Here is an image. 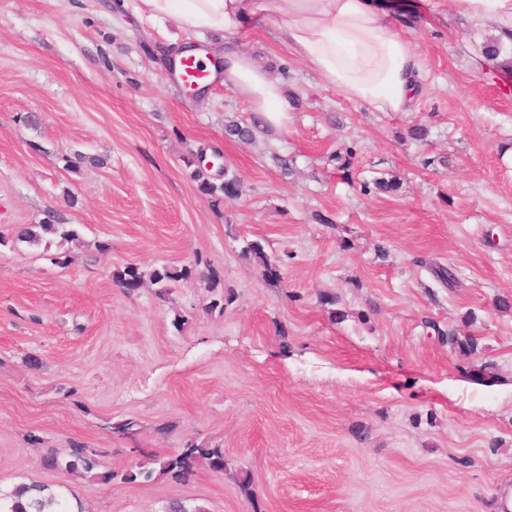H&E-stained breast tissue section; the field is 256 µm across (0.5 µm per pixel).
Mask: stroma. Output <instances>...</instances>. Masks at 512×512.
Here are the masks:
<instances>
[{"label": "stroma", "instance_id": "obj_1", "mask_svg": "<svg viewBox=\"0 0 512 512\" xmlns=\"http://www.w3.org/2000/svg\"><path fill=\"white\" fill-rule=\"evenodd\" d=\"M393 9L412 16L424 62L408 112L324 87L275 22L189 35L248 45L285 79L287 123L243 143L224 125L251 123L245 100L220 79L188 99L159 61L175 27L134 0H0L1 489L42 483L84 512H500L512 491V80L478 61L496 23L451 0ZM77 153L106 163L72 172ZM217 154L242 191L215 206L191 173ZM50 213L76 239L11 240ZM252 241L278 280L245 254ZM199 253L234 296L223 313L205 312L195 278L166 300L112 282L114 267L179 268ZM125 420L134 438L112 432ZM189 438L223 448L229 473L121 482L142 451ZM76 444L100 449L116 480L45 466Z\"/></svg>", "mask_w": 512, "mask_h": 512}]
</instances>
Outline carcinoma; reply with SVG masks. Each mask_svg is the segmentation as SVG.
<instances>
[{
	"mask_svg": "<svg viewBox=\"0 0 512 512\" xmlns=\"http://www.w3.org/2000/svg\"><path fill=\"white\" fill-rule=\"evenodd\" d=\"M258 123L259 118L257 117L253 119L250 126L232 121L224 125L225 135L241 141H250L253 139V129L258 127ZM192 177L198 181L199 191L209 196L215 203H219L225 198L237 197L241 193V186L237 179L233 177L218 183L200 167L194 170ZM13 234L17 241L32 246L40 244L43 236L47 234L58 235L66 240L76 237L74 230L64 224L57 223L56 220L50 217L40 224L17 226L13 228ZM245 252L260 261L265 279L272 280L277 277L276 267L268 262L260 244L256 242L248 244ZM192 277H196L203 282L204 290L210 294V301L205 306V311L208 313L215 311L221 314L224 313V304L231 302L233 297L224 295V284L210 268L208 262L200 255L196 256L194 262L189 265L181 268L162 266L147 275L139 272V269L133 266L116 267L112 270L113 283L126 293L129 294L148 282L152 285H162L161 290L158 291V296L161 298L170 294L169 284ZM97 456H99V452L93 448L77 447L71 450V453L65 458L59 457L56 452L52 451L45 457V465L52 470L61 469L69 473L78 472L93 481L109 484L115 479L116 474L112 471H97L99 466ZM202 464L221 474L228 471L223 448L217 445L208 446L190 438L176 452L163 458L153 459L150 466L140 464L137 469L124 473L122 479L128 482H134L138 479L143 482H150L162 476H169L176 480H184L194 471V468ZM32 488L40 492L48 490L50 494L45 498L32 500L27 511L13 504V499L16 496ZM0 512H66V510H64L62 500L55 491L51 490V487L42 484L21 483L9 491H0Z\"/></svg>",
	"mask_w": 512,
	"mask_h": 512,
	"instance_id": "obj_1",
	"label": "carcinoma"
}]
</instances>
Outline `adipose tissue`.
I'll return each mask as SVG.
<instances>
[{"label": "adipose tissue", "instance_id": "obj_1", "mask_svg": "<svg viewBox=\"0 0 512 512\" xmlns=\"http://www.w3.org/2000/svg\"><path fill=\"white\" fill-rule=\"evenodd\" d=\"M457 13L493 20L512 33V0H453ZM150 19L169 21L183 34H222L270 19L277 40L322 84L371 112L410 111L423 61L406 36L408 22L387 0H137ZM224 83L271 128L291 110L283 82L246 46L224 52Z\"/></svg>", "mask_w": 512, "mask_h": 512}]
</instances>
